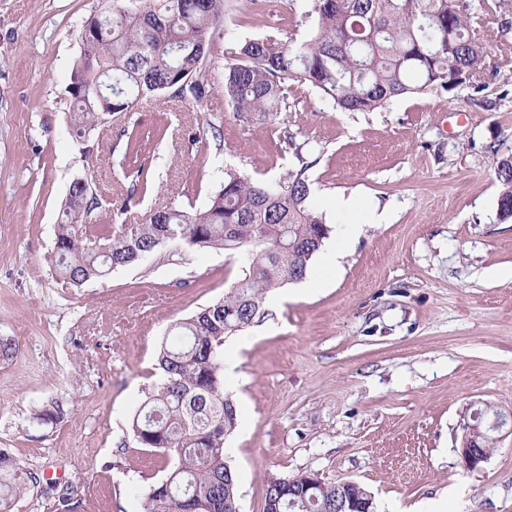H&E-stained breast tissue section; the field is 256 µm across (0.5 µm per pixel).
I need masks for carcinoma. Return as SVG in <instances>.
I'll return each instance as SVG.
<instances>
[{"instance_id": "carcinoma-1", "label": "carcinoma", "mask_w": 512, "mask_h": 512, "mask_svg": "<svg viewBox=\"0 0 512 512\" xmlns=\"http://www.w3.org/2000/svg\"><path fill=\"white\" fill-rule=\"evenodd\" d=\"M310 39L267 36L227 52L224 96L241 114L274 116L288 105L290 80L306 83L345 112H372L428 90L476 78L484 47L472 28L469 0H309ZM224 0H105L86 20L95 35L71 70V124L76 135L104 123L93 98L112 95L113 111L131 112L157 94L200 102ZM306 168L277 182L227 172L204 207L165 206L138 224L101 230L87 222L98 205L89 183H71L55 233L58 274L71 286L104 277L167 245L219 249L242 259L224 297L176 323L162 344V376L133 418L141 448L167 459V474L143 494V512H239L238 480L224 457L237 410L224 393V342L264 315L268 294L305 278L328 236L325 215L310 204ZM498 217L512 220V159L497 161ZM0 452V512H11L19 486ZM268 479L265 503L279 512H336L340 484L326 483L318 502L291 505L306 475Z\"/></svg>"}]
</instances>
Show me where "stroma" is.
Segmentation results:
<instances>
[{
	"label": "stroma",
	"instance_id": "obj_1",
	"mask_svg": "<svg viewBox=\"0 0 512 512\" xmlns=\"http://www.w3.org/2000/svg\"><path fill=\"white\" fill-rule=\"evenodd\" d=\"M102 0H0V450L21 485L12 512H142L164 475L130 423L156 390L170 327L222 299L241 273L221 250L166 246L82 287L59 281L54 230L74 179L99 203L88 218L133 224L161 206L207 204L224 175L275 181L306 168L311 203L343 246L304 280L272 291L265 314L224 343L237 362L224 391L238 424L224 441L241 512H263L268 478L355 481L376 512L447 501V512H512V433L463 467L473 409L512 415V221L498 218L495 165L512 156V0H471L485 53L475 83L344 112L288 84L272 118L240 116L224 96L222 33L306 40V0H224L211 95L144 101L78 137L70 73L78 33ZM166 125L138 162L130 131ZM294 144H287L286 133ZM353 199L352 209L337 200ZM384 215L375 223V215ZM46 409L58 420L39 421Z\"/></svg>",
	"mask_w": 512,
	"mask_h": 512
}]
</instances>
